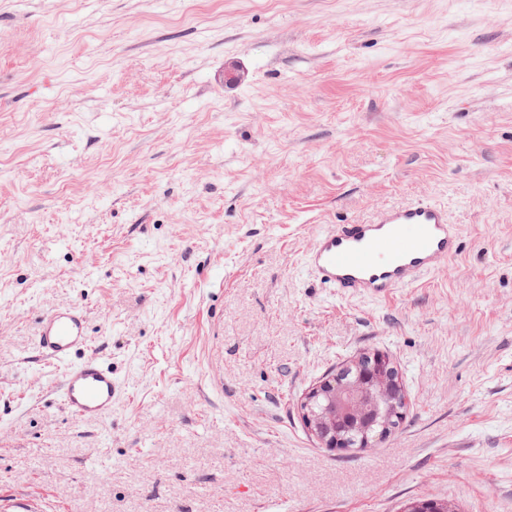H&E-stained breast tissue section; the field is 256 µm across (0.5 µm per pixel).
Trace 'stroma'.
Instances as JSON below:
<instances>
[{"label": "stroma", "instance_id": "stroma-1", "mask_svg": "<svg viewBox=\"0 0 512 512\" xmlns=\"http://www.w3.org/2000/svg\"><path fill=\"white\" fill-rule=\"evenodd\" d=\"M418 199L461 236L420 287L345 299L310 274L327 225ZM74 304L124 384L102 423L33 347ZM374 351L400 428L319 447L301 396ZM423 496L512 512V0H0V503Z\"/></svg>", "mask_w": 512, "mask_h": 512}]
</instances>
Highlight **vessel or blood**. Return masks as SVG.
<instances>
[{"mask_svg":"<svg viewBox=\"0 0 512 512\" xmlns=\"http://www.w3.org/2000/svg\"><path fill=\"white\" fill-rule=\"evenodd\" d=\"M458 241L447 209L419 200L381 209L360 224L330 225L318 234L306 265L342 297L385 300L446 265ZM89 347L86 316L76 305L53 310L36 340L39 353L64 366L58 397L67 412L102 421L111 414L121 384Z\"/></svg>","mask_w":512,"mask_h":512,"instance_id":"obj_1","label":"vessel or blood"}]
</instances>
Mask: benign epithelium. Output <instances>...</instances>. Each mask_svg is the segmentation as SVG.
Returning a JSON list of instances; mask_svg holds the SVG:
<instances>
[{
    "label": "benign epithelium",
    "instance_id": "obj_1",
    "mask_svg": "<svg viewBox=\"0 0 512 512\" xmlns=\"http://www.w3.org/2000/svg\"><path fill=\"white\" fill-rule=\"evenodd\" d=\"M361 354L350 359L344 373L313 384L299 403L308 434L324 448H346L349 442L339 425L350 426L362 437L361 448L373 447L368 428L376 425L381 434L391 433L403 416L408 396L397 367L383 354L364 363ZM403 512H456L429 498L411 502Z\"/></svg>",
    "mask_w": 512,
    "mask_h": 512
}]
</instances>
